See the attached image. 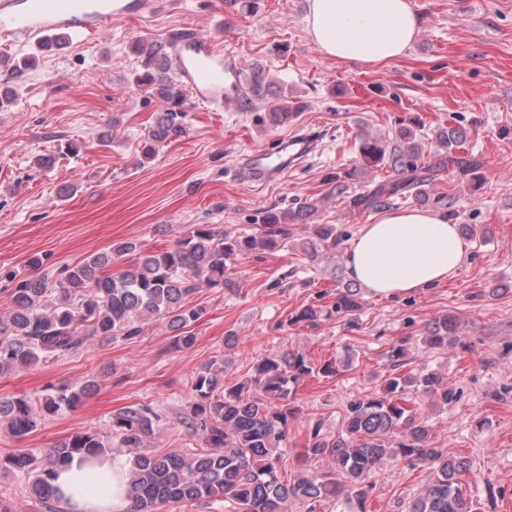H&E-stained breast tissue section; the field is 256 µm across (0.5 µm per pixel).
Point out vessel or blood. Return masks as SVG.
<instances>
[{
  "instance_id": "b4317fda",
  "label": "vessel or blood",
  "mask_w": 512,
  "mask_h": 512,
  "mask_svg": "<svg viewBox=\"0 0 512 512\" xmlns=\"http://www.w3.org/2000/svg\"><path fill=\"white\" fill-rule=\"evenodd\" d=\"M142 8L141 0H0V36L20 43L58 30L87 37ZM171 56L179 80L199 103L220 106L238 95L242 67L232 53L218 49L213 39L183 32L173 43ZM291 146L302 156L311 143L306 136L293 135L274 146L253 150L241 164V173L250 183L268 182L275 175L269 158Z\"/></svg>"
}]
</instances>
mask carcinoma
<instances>
[{"instance_id": "carcinoma-1", "label": "carcinoma", "mask_w": 512, "mask_h": 512, "mask_svg": "<svg viewBox=\"0 0 512 512\" xmlns=\"http://www.w3.org/2000/svg\"><path fill=\"white\" fill-rule=\"evenodd\" d=\"M132 52L140 58L135 82L160 103L152 125L146 130L143 155L146 159L180 136L186 129L188 112L185 95L175 89L165 64V44L137 41ZM266 71L259 65L245 77L241 105L269 91ZM301 109L299 104H273L271 121L288 122ZM439 149L427 153L418 131L399 129L387 138L359 133L357 162L336 174L328 195L343 198L360 212L381 211L416 201L452 211L453 199L436 195L430 187L444 173L475 175L480 163L466 152L467 133L448 127L438 134ZM390 174L366 193L350 194L349 182L376 169ZM320 200L306 201L286 212L269 210L256 235H232L211 224H195L171 248L156 252L137 251L134 242H119L108 253L94 255L64 272L60 294L48 295L46 278L37 275L16 278L12 308L0 316V374L36 365L48 358L68 355L91 337L125 340L138 338L146 321L166 322L178 349L196 341L190 327L205 313V307L189 306L187 299L204 288L230 287L232 263L241 255L271 251L290 235L289 226L307 224L319 210ZM312 245L337 246L332 224H315ZM139 257L132 267L109 271L115 259L133 252ZM359 303L351 288L336 296L333 309L357 311ZM455 316L443 314L424 329L421 341L430 350L445 349L459 342ZM409 364L405 344L388 352L389 374L380 390L352 402L344 429L335 438L315 430L304 446L305 463L327 458V470L302 469L283 481L282 452L288 441L290 396L298 382L307 378L337 376L342 364L320 365L305 355L286 351L262 356L252 366L246 382H224V367L207 366L195 379L194 400L189 419L202 432L204 447L145 452L160 414L149 405L130 406L112 415L111 431L102 436L83 431L57 441L44 458L19 453L0 458V473L26 471L29 489L47 512H55L54 480L57 471L74 459L98 458L112 450L110 440L129 456L127 512H158L167 503L210 502L230 504L234 512H289L299 501L308 512H319L343 498L366 512L373 486L368 475L385 461L422 464L432 473L425 489L409 503L408 512H480L479 503L466 497L462 485L473 473L472 463L433 444L429 427L406 406V390L443 404L455 398L443 379L432 371L405 373ZM95 389L92 381L63 386L33 401L25 396L0 399V421L22 438L38 428L43 419L63 409H75Z\"/></svg>"}]
</instances>
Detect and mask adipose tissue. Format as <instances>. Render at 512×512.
<instances>
[{
  "label": "adipose tissue",
  "mask_w": 512,
  "mask_h": 512,
  "mask_svg": "<svg viewBox=\"0 0 512 512\" xmlns=\"http://www.w3.org/2000/svg\"><path fill=\"white\" fill-rule=\"evenodd\" d=\"M306 27L337 62L378 66L403 57L420 27L409 0H307ZM465 259L455 224L437 209L385 211L364 225L346 253L351 277L378 296L416 293L454 277ZM128 464L112 454L58 472L65 512H126Z\"/></svg>",
  "instance_id": "1"
}]
</instances>
